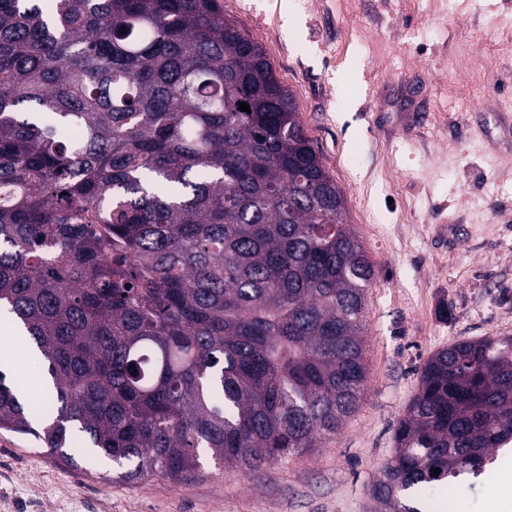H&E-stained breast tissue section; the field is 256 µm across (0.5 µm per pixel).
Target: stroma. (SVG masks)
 Instances as JSON below:
<instances>
[{
    "instance_id": "stroma-1",
    "label": "stroma",
    "mask_w": 512,
    "mask_h": 512,
    "mask_svg": "<svg viewBox=\"0 0 512 512\" xmlns=\"http://www.w3.org/2000/svg\"><path fill=\"white\" fill-rule=\"evenodd\" d=\"M260 44L345 198L374 277L365 392L336 435L259 471L115 479L0 429V512H379L373 496L425 361L512 336V0H219ZM495 471L438 486L497 512Z\"/></svg>"
}]
</instances>
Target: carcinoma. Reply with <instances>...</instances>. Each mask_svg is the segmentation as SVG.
<instances>
[{
  "label": "carcinoma",
  "instance_id": "cac0c4a2",
  "mask_svg": "<svg viewBox=\"0 0 512 512\" xmlns=\"http://www.w3.org/2000/svg\"><path fill=\"white\" fill-rule=\"evenodd\" d=\"M344 209L217 0H0V317L54 390L0 370V428L63 457L80 436L127 482L315 447L366 379L374 269ZM394 440L388 512L481 473L512 443V336L436 351Z\"/></svg>",
  "mask_w": 512,
  "mask_h": 512
}]
</instances>
